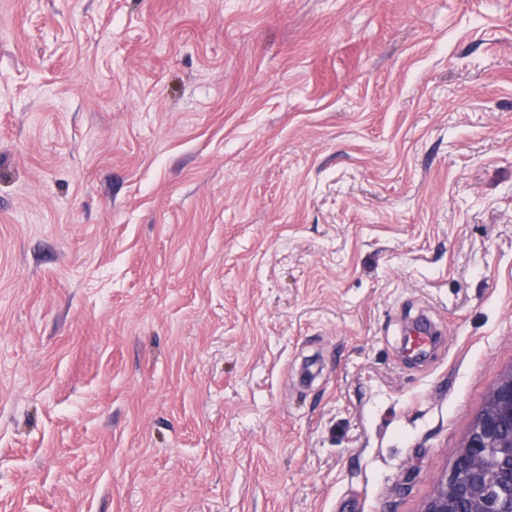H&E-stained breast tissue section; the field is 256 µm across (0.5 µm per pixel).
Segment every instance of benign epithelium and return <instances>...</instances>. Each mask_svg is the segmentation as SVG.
I'll use <instances>...</instances> for the list:
<instances>
[{
    "mask_svg": "<svg viewBox=\"0 0 512 512\" xmlns=\"http://www.w3.org/2000/svg\"><path fill=\"white\" fill-rule=\"evenodd\" d=\"M465 505L468 512H512V369L490 391L421 512H463Z\"/></svg>",
    "mask_w": 512,
    "mask_h": 512,
    "instance_id": "7a95c632",
    "label": "benign epithelium"
}]
</instances>
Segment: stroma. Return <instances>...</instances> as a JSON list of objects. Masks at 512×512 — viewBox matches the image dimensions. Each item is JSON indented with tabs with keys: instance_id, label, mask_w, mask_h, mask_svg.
<instances>
[{
	"instance_id": "stroma-1",
	"label": "stroma",
	"mask_w": 512,
	"mask_h": 512,
	"mask_svg": "<svg viewBox=\"0 0 512 512\" xmlns=\"http://www.w3.org/2000/svg\"><path fill=\"white\" fill-rule=\"evenodd\" d=\"M511 367L512 0H0V512H419Z\"/></svg>"
}]
</instances>
